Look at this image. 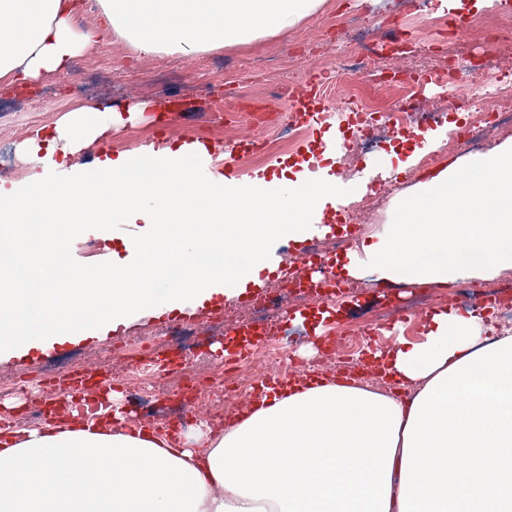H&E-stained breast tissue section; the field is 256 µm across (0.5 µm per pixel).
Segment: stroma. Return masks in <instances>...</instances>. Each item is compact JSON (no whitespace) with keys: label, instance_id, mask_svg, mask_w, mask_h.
<instances>
[{"label":"stroma","instance_id":"1","mask_svg":"<svg viewBox=\"0 0 512 512\" xmlns=\"http://www.w3.org/2000/svg\"><path fill=\"white\" fill-rule=\"evenodd\" d=\"M504 0L494 6L462 13L448 11L441 0H431L428 12H421L416 0H325L316 15L303 20L285 34L265 37L247 45L227 46L204 54L144 57L117 37L100 40L95 52L77 57L68 72L42 84L0 85V146L9 150L11 159L0 166V185L11 187L21 182L32 168L18 146L39 128L53 129L66 111L85 103L132 104L143 101L194 102L196 110L187 114L170 112L162 122L152 113L115 128L101 146L112 153L131 152L144 146L162 147L200 141L232 153L237 175L251 174L275 162L293 164L309 161V178L320 175L319 158H341L349 144L348 112L338 95L316 92L308 98L293 95L278 99L275 111L253 117L248 105L262 101L275 92L278 84L297 86L313 77L329 81L336 71L337 55L351 49L367 54L376 33L400 26L412 53L375 58L377 67L390 71L412 72V85L377 84L371 75L362 74L356 93L372 110L371 118L379 129L368 150L357 152L352 167H332L341 187L333 204L327 205L322 225L310 232L303 243L283 241L276 254L279 268L261 272V285L251 286L243 295L214 297L198 307L196 314L174 309L158 316L128 321L104 335L92 334L43 349L19 351L0 358V412L21 415L30 403L15 383L41 375L49 364H65L80 370L99 355L104 344L120 339L136 341L157 328L180 323L192 330L211 354L223 353L228 336L227 325L241 321L244 309L258 296L277 288L285 267L293 262L302 246H313L314 264L335 271L337 261L354 256L366 265L367 245L384 236L394 211L404 199L413 196L417 183L458 156L446 152L448 135L461 126L464 112L449 110L446 120L423 125L422 135L399 134L392 115L396 99L424 92L429 100L449 101L447 85L428 83L436 69L455 66L458 57L470 59L474 95L487 93L486 73L494 72L512 82V53L502 52L489 40L488 32L476 27L477 19L505 10ZM308 116L307 131L290 146L265 153L255 163L246 156L253 144L285 130L289 121ZM430 158V165L406 166L408 156ZM139 231L138 225L115 221L90 225L87 233L69 245L70 260L87 265L123 251L125 241ZM350 290L336 303L325 304L329 317L322 326L314 322H296L291 312L315 310L313 301L303 297L286 298L283 304L288 318L282 319L285 336L293 339L292 355L311 365L318 352L339 340L341 333H359L361 345L356 357L369 361L372 354L391 347L396 337L418 339L424 334L427 316L447 306L466 310L456 284L429 286L431 300L420 313L401 317L400 307L409 305L424 289L418 286L378 281L371 276L353 278ZM315 351L303 355L307 345Z\"/></svg>","mask_w":512,"mask_h":512}]
</instances>
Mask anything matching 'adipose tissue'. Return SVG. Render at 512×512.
<instances>
[{"instance_id":"adipose-tissue-1","label":"adipose tissue","mask_w":512,"mask_h":512,"mask_svg":"<svg viewBox=\"0 0 512 512\" xmlns=\"http://www.w3.org/2000/svg\"><path fill=\"white\" fill-rule=\"evenodd\" d=\"M324 0H100L101 30L72 0H0V83L36 84L116 35L144 56L197 54L286 32ZM119 110L82 104L21 148L42 172L0 187V356L116 328L132 317L236 296L302 241L335 199L287 176L204 182L186 146L99 152L68 184L55 155L95 147ZM142 223L119 257L75 271L69 242L113 219ZM405 398L322 378L284 386L216 434L171 444L84 422L0 429V512H512V334L484 310L443 309L421 339L378 353Z\"/></svg>"}]
</instances>
